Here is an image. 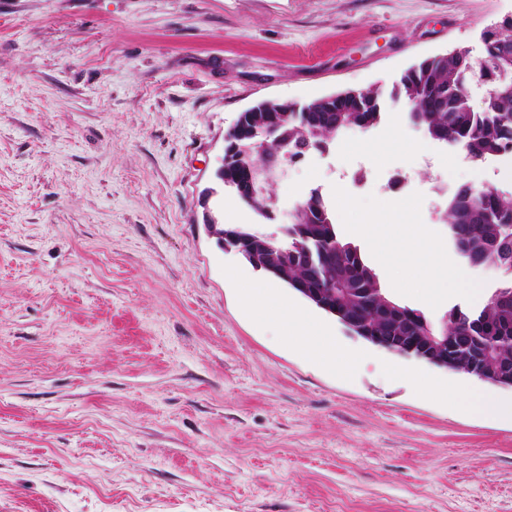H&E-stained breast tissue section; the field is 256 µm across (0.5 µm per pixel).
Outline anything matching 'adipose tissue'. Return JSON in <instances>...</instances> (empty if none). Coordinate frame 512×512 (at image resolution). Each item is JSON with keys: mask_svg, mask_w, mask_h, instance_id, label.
<instances>
[{"mask_svg": "<svg viewBox=\"0 0 512 512\" xmlns=\"http://www.w3.org/2000/svg\"><path fill=\"white\" fill-rule=\"evenodd\" d=\"M359 231L370 240L380 265H395L400 258L410 264L431 299L459 293L479 295V288L470 284L463 269L450 262L447 253L432 242L424 225L363 224ZM238 289L257 321L278 322L287 339L329 366L348 363V355L337 349L329 330L275 288L242 278L238 281Z\"/></svg>", "mask_w": 512, "mask_h": 512, "instance_id": "ef3b65f1", "label": "adipose tissue"}]
</instances>
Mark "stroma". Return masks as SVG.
I'll return each instance as SVG.
<instances>
[{
	"mask_svg": "<svg viewBox=\"0 0 512 512\" xmlns=\"http://www.w3.org/2000/svg\"><path fill=\"white\" fill-rule=\"evenodd\" d=\"M512 0H0V512H512V419L424 377L486 382L324 322L348 368L244 311L261 278L205 225L280 234L311 192L363 257L360 224H422L462 185L512 192V163L468 164L399 107L272 184L275 217L217 191L226 132L264 100L374 86L455 48L482 55ZM388 146L385 155L377 147ZM406 174L405 193L386 192ZM482 292L427 302L440 322Z\"/></svg>",
	"mask_w": 512,
	"mask_h": 512,
	"instance_id": "obj_1",
	"label": "stroma"
}]
</instances>
